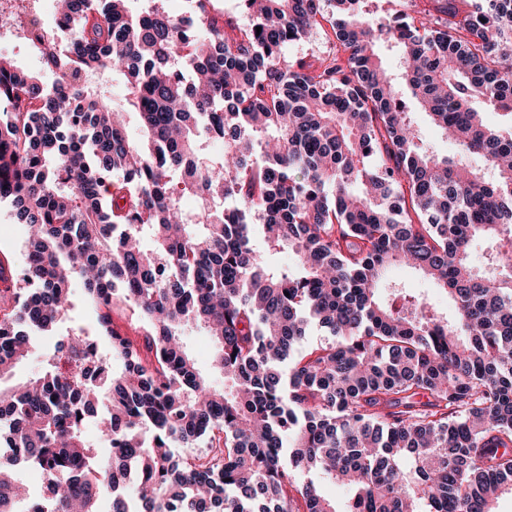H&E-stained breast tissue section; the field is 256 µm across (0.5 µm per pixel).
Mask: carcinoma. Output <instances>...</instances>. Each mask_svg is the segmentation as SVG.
Masks as SVG:
<instances>
[{
  "mask_svg": "<svg viewBox=\"0 0 512 512\" xmlns=\"http://www.w3.org/2000/svg\"><path fill=\"white\" fill-rule=\"evenodd\" d=\"M141 2L64 0L52 91L0 56V203L26 262L0 315V445L47 476L53 497L32 512H102L110 483L112 512H496L512 494V0H433L418 25L363 0H243L236 37L210 0H187L190 33L164 0ZM323 21L339 50L288 61ZM101 72L125 78L124 108L89 82ZM406 91L450 153L425 145ZM285 248L292 267L275 260ZM397 266L452 313L388 281ZM78 285L102 328L129 305L144 342L108 331L103 359L121 371L69 380L64 340L89 339L70 327L39 376L13 380ZM188 325L215 338L224 389L187 354ZM312 325L332 339L295 356ZM104 401L107 457L83 436ZM176 442L207 449L175 460ZM299 471L352 502L339 510ZM22 496L0 461V512ZM393 278L399 279L409 288H415L423 297L433 304H436L445 311H448V298L434 287L433 283L420 274L405 268H396L393 271ZM314 479L327 496L336 500V504L339 510H344L346 508V505L348 504V501L351 497V494L347 488L336 484L334 481L321 474L315 475Z\"/></svg>",
  "mask_w": 512,
  "mask_h": 512,
  "instance_id": "1",
  "label": "carcinoma"
}]
</instances>
